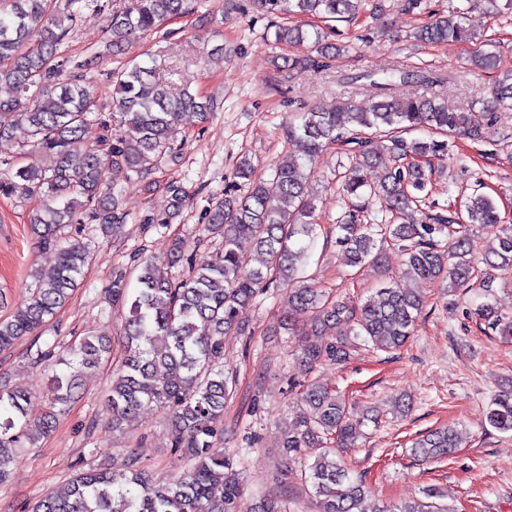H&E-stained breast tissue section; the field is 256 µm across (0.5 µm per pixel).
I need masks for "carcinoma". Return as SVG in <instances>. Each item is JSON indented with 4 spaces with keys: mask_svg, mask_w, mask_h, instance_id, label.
<instances>
[{
    "mask_svg": "<svg viewBox=\"0 0 512 512\" xmlns=\"http://www.w3.org/2000/svg\"><path fill=\"white\" fill-rule=\"evenodd\" d=\"M49 0H0V85L15 95L0 100V136L23 125L30 142L46 159L38 168L22 166L0 176V196L37 201L33 232L53 251L54 273L31 274L22 305L0 318V352L36 332L80 285L91 261L89 243L65 238L70 224L88 222L103 232H114L126 222L118 194L120 178L144 177L172 157L181 113L209 112L213 102L185 91L173 95L156 79V61L134 62L114 72L112 121L118 127L115 143L102 147L84 141L91 116L98 112V91L84 72L102 58L95 53L73 64L66 76L57 63L58 50L89 0H66L65 12L50 10ZM192 0H129L112 11L106 51L121 54L128 41L151 32L165 21L190 13ZM262 11L280 16H312L326 21L354 19L363 0H253ZM314 35L318 53L323 32L282 24L275 41L293 44ZM419 43L477 41L463 13L436 16L414 32ZM367 78L382 91L381 99L363 110L341 103L333 111L307 109L289 122L288 139L304 145V162L291 157L280 162L272 178L254 175V166L241 159L235 177L243 192L224 197L207 211V230L223 238L222 248L186 276L172 268L183 263L186 241H173L162 260L145 259L136 267V286L129 288L123 272L112 281V305L127 307L124 316V352L107 396L112 426L151 404L168 406L173 415L172 447L181 449L185 469L163 484L151 483L135 463L117 472L99 464L78 473L61 490L43 495L30 512H240L244 490L238 461L216 447L224 418V404L235 380L224 372V336L246 335L239 321L243 308L274 283L288 287V298L278 326L299 337L298 359L305 378L293 381L294 411L281 427V447L291 461L310 458L304 483L319 498L320 512H392L367 504L365 482L345 463V453L357 447L364 419L355 416L345 398L307 378L323 362L346 366L360 342L393 352L410 339L426 301L420 289L404 288L401 280L438 283L468 291L485 288L475 281L474 248L464 231L468 224L495 229L497 244L485 252V261L503 270L512 268V228L500 224L494 200L474 193L466 198L459 228L444 216L423 224L417 218L418 197L425 187L424 170L417 160L435 156L445 143L433 138L407 141L403 133L425 129L432 134L455 133L482 141L493 110H512V73L496 81L491 98L479 110L450 109L437 95L410 99L390 96L393 80L436 82L420 70L392 68L381 80ZM38 94L31 95V88ZM385 136V152L373 146ZM342 147L348 159L342 190L361 200L355 212L336 225V244L351 267H381L384 248L375 236L390 242L402 255L400 275L382 282L363 302L332 300L304 284L305 265L314 240L316 198L301 173L302 164H317L332 146ZM381 165L378 184L369 183L365 170ZM388 218L384 224H363L359 213L369 206ZM249 242L259 265L243 250ZM476 315L488 328L512 341V315L493 304L478 306ZM40 361L55 360L78 370H91L111 352V340L88 335L61 345L44 341ZM79 374L55 375L48 407L38 419L28 416V393L0 387V483L17 462L15 448L25 438L35 444L52 431L58 415L74 399ZM489 424L512 431V385L493 395L486 408ZM458 434L435 429L411 446L413 456L434 461L452 455ZM421 497L399 512H454L436 502L439 492L422 488Z\"/></svg>",
    "mask_w": 512,
    "mask_h": 512,
    "instance_id": "carcinoma-1",
    "label": "carcinoma"
}]
</instances>
